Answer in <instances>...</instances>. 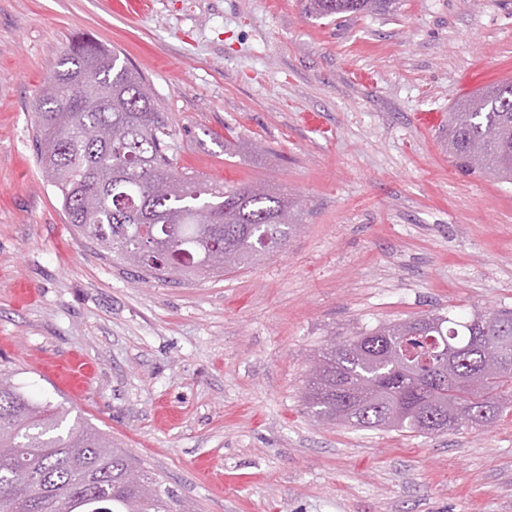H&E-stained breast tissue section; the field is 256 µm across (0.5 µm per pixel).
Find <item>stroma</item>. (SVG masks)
Instances as JSON below:
<instances>
[{"instance_id": "35a3bbf8", "label": "stroma", "mask_w": 512, "mask_h": 512, "mask_svg": "<svg viewBox=\"0 0 512 512\" xmlns=\"http://www.w3.org/2000/svg\"><path fill=\"white\" fill-rule=\"evenodd\" d=\"M149 2L0 0V365L187 512H512V413L427 437L322 424L304 401L327 342L512 310V183L457 169L442 134L512 78V0L335 21L306 0ZM76 37L146 77L178 172L296 198L279 252L174 282L74 235L33 103Z\"/></svg>"}]
</instances>
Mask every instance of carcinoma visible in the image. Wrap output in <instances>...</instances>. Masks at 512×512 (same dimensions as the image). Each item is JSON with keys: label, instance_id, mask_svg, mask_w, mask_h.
I'll list each match as a JSON object with an SVG mask.
<instances>
[{"label": "carcinoma", "instance_id": "obj_1", "mask_svg": "<svg viewBox=\"0 0 512 512\" xmlns=\"http://www.w3.org/2000/svg\"><path fill=\"white\" fill-rule=\"evenodd\" d=\"M397 0H307L319 18L390 11ZM145 78L88 38L72 41L35 100L43 180L69 224L119 263L157 279L216 274L280 250L298 203L275 188L229 189L177 172ZM90 129L94 137L82 133ZM448 157L512 181V80L448 113ZM305 404L324 423L446 435L512 411V312L424 314L384 324L316 358ZM0 369V512H181L103 433L63 426Z\"/></svg>", "mask_w": 512, "mask_h": 512}]
</instances>
